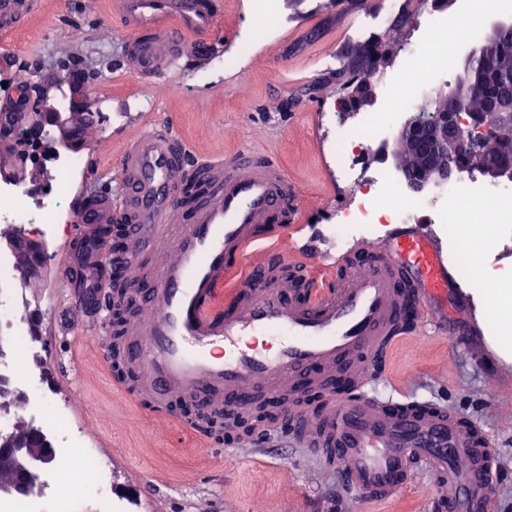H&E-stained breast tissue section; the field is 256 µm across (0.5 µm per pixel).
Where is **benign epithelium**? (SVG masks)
<instances>
[{
	"instance_id": "1",
	"label": "benign epithelium",
	"mask_w": 512,
	"mask_h": 512,
	"mask_svg": "<svg viewBox=\"0 0 512 512\" xmlns=\"http://www.w3.org/2000/svg\"><path fill=\"white\" fill-rule=\"evenodd\" d=\"M352 69L356 73L348 83V92L344 96L343 115L347 116L374 105L375 90L370 78L359 74L361 67L358 57H352ZM469 94L454 92L443 99V112L439 124L427 122L423 116L414 113L405 121L397 137V147L393 152L395 168L406 181L408 189L421 193L433 184H439L448 178V158L456 152L459 140L472 134L479 128H489L491 123L507 112H512V96H503L489 102L484 111L472 112L469 107ZM31 101L33 126L52 124L57 108L38 94L27 96ZM468 118H463L462 114ZM41 158L33 171V177L40 178L48 174L47 163L56 154L54 142L41 144ZM417 155L422 164L414 171L407 168L405 156ZM480 174L493 183L512 182V161L486 157L472 164ZM0 241L16 259L14 269L24 280L35 279L40 274V266L27 260L38 245L17 233L0 234ZM54 454L52 440L43 431L27 426L17 428L8 434L0 435V460L8 465V476L0 480V491L25 496L35 487L42 467Z\"/></svg>"
}]
</instances>
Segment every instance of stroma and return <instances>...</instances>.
<instances>
[{
  "mask_svg": "<svg viewBox=\"0 0 512 512\" xmlns=\"http://www.w3.org/2000/svg\"><path fill=\"white\" fill-rule=\"evenodd\" d=\"M278 3V16L269 19L271 35L247 45L242 34L257 22L254 0H228L219 23L222 42L203 66L145 81L117 67L125 37L109 16V0H46L25 29L0 36V54L14 59L12 66L0 68V97L23 84L47 89L54 99L67 82L64 65L83 70L88 90L83 109L107 119L87 135L88 165L72 184L71 196L94 179L112 181L132 130L170 120L201 152L218 155L249 146L276 154L298 187L294 207L325 215L313 232L321 254L360 253L385 239L392 227L384 224L375 233L345 241L336 238V206L350 204L353 194L344 184L329 188L325 176L335 170L331 135L327 126L309 127L307 118L323 108L332 112L334 123L352 126L338 110L335 83L322 77L357 45L360 14L338 15L331 0ZM75 26L84 29L83 39L72 38ZM283 55L288 58L284 66L279 63ZM244 90L252 99L248 112L237 107ZM74 222L72 210H65L55 236L41 244L48 274L27 287L28 317L37 322L44 346L38 368L46 390L71 403L78 453L110 463L112 497L124 501L128 512H428L426 491L433 481L424 475L413 477L388 501L344 503L336 476L301 449H283L275 460L249 448L242 462L228 469L221 455L199 456L192 438L179 428L154 430L152 419L113 389L96 338L80 346L74 338L49 332L51 322L69 316L56 256L69 244ZM465 292L469 309L457 308L448 316L470 326L469 343L456 348L448 336L403 340L393 349L388 379L374 389L397 398L444 401L477 422L499 450V512H512V349L504 350L497 341L481 288L469 286ZM73 358L81 367L73 386L58 385L59 373ZM146 481L153 482L152 493H144Z\"/></svg>",
  "mask_w": 512,
  "mask_h": 512,
  "instance_id": "obj_1",
  "label": "stroma"
}]
</instances>
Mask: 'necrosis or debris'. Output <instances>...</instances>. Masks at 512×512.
Wrapping results in <instances>:
<instances>
[{"label": "necrosis or debris", "mask_w": 512, "mask_h": 512, "mask_svg": "<svg viewBox=\"0 0 512 512\" xmlns=\"http://www.w3.org/2000/svg\"><path fill=\"white\" fill-rule=\"evenodd\" d=\"M419 37L405 49V63L378 84L375 111L361 113L354 126L337 128L334 136L339 171L350 178L354 203L336 210V233L346 237L356 232H375L382 224H411L424 221L439 225L448 241V259L458 264L464 283H485L490 292L487 307L496 311L492 325L512 329V267L500 259H480L485 242L504 234L512 225V183L488 187L474 172L460 170L454 179L424 198L408 197L387 170L378 169L367 179L357 170L365 151L388 146L399 131L400 110L415 107L418 84L448 78L447 39L456 36L467 42L474 38L467 15H449L445 0H428L419 22ZM81 153L59 155L57 177L50 190L35 193L9 180L0 181V222L20 225L40 236L53 234L64 211L70 184L86 167ZM0 326L8 327L18 341V353L1 362L16 382L28 406L31 422L51 433L56 450L45 465L38 487L28 496H0V512H70L62 489L84 479L104 492L107 483L103 463L95 456L76 455V433L67 423L66 402L50 397L37 372L36 360L43 346L29 334L25 317L0 311Z\"/></svg>", "instance_id": "4bbe7bcc"}]
</instances>
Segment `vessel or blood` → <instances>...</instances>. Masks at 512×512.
I'll list each match as a JSON object with an SVG mask.
<instances>
[{
	"mask_svg": "<svg viewBox=\"0 0 512 512\" xmlns=\"http://www.w3.org/2000/svg\"><path fill=\"white\" fill-rule=\"evenodd\" d=\"M40 6L0 0V33L20 31ZM223 10V0H112L126 34L122 67L156 79L203 64ZM28 122L19 101L0 103V161L21 163L10 133ZM117 171L113 190L92 187L74 202V245L59 258L74 317L55 335L88 332L110 353L105 227L123 225L121 278L137 311L119 331L138 379L116 386L152 417L194 432L196 420L175 399L189 397L220 421L225 411H247L257 393L276 401L317 385V408L289 404L252 447L292 443L336 473L350 501L389 499L426 473L435 512H497L499 452L477 423L445 404L372 388L402 338L447 329V315L421 308L460 294L422 225H398L363 256L326 262L301 249L296 188L271 152L207 156L176 131L153 128L129 139ZM191 184L199 192L188 205Z\"/></svg>",
	"mask_w": 512,
	"mask_h": 512,
	"instance_id": "obj_1",
	"label": "vessel or blood"
}]
</instances>
